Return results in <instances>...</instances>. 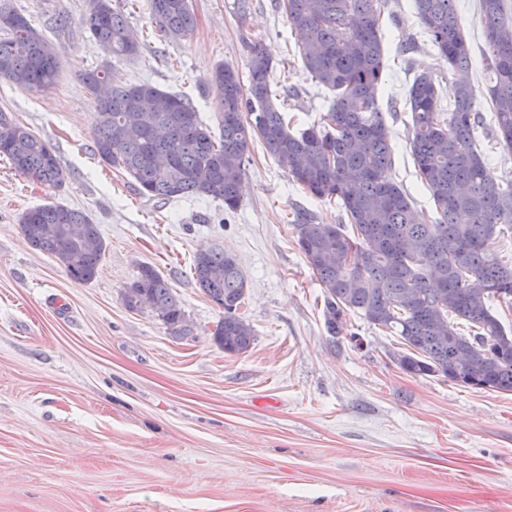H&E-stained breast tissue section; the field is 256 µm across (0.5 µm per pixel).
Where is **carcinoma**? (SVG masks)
Segmentation results:
<instances>
[{
	"label": "carcinoma",
	"mask_w": 512,
	"mask_h": 512,
	"mask_svg": "<svg viewBox=\"0 0 512 512\" xmlns=\"http://www.w3.org/2000/svg\"><path fill=\"white\" fill-rule=\"evenodd\" d=\"M507 0H479L484 29L502 28L499 43L486 41L484 67L495 76L489 88L500 144L512 150V12ZM89 27L103 52L97 68L80 75L95 96L92 152L126 172L139 194L158 201L185 196L239 206V185L254 139L278 165L317 198H338L354 226L321 224L298 212L297 245L325 292V323L341 332L349 313L397 334L403 349L391 353L413 376L512 392V330L506 331L488 302L512 299V266L499 257V226L512 224V184L500 185L476 142L483 117L475 105L470 51L455 0H414L420 23L448 61L456 85L454 108L438 107L430 74L409 89L410 147L416 174L434 202L433 224L414 220L410 195L393 179L390 132L378 106L386 67L379 35L380 0H284V12L302 41L303 66L312 80L336 92L320 122L292 132L287 113L271 90L272 62L258 46L248 84L229 66L211 77L217 95L220 138L199 119L188 99L150 83L112 77V60L139 53L124 14L112 0H90ZM158 36L181 40L196 27L189 0H148ZM0 79L26 91L55 85L57 53L25 17L0 8ZM0 157L20 174L50 187L64 184L53 148L10 113L0 110ZM35 250L57 259L77 284L90 282L105 253L98 225L75 208L52 204L20 217ZM195 283L224 310L213 332L224 353L242 355L253 344L251 325L240 313L247 288L236 258L221 249L196 254ZM130 311L148 309L175 337L192 334L173 289L143 265L124 290ZM470 325L466 336L449 316Z\"/></svg>",
	"instance_id": "obj_1"
}]
</instances>
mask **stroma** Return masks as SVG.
<instances>
[{"mask_svg":"<svg viewBox=\"0 0 512 512\" xmlns=\"http://www.w3.org/2000/svg\"><path fill=\"white\" fill-rule=\"evenodd\" d=\"M189 2L196 28L169 42L154 34L147 0H116L140 44L116 62V80L185 95L215 132L211 74L222 63L247 77L258 46L293 129L319 121L333 93L303 70L280 0ZM7 4L58 50L59 72L44 92L0 80V110L54 148L65 183L29 181L0 158V512H512V392L405 373L390 357L398 336L357 313L328 333L325 293L291 220L305 210L347 223L340 200L311 196L257 140L236 211L212 198L142 197L91 150L95 101L79 75L102 53L89 0ZM456 8L484 117L479 146L497 182L512 183V151L499 145L489 108L479 0ZM379 33L393 177L430 224L408 91L417 74H432L449 110L453 79L413 0H385ZM52 203L99 226L106 250L89 283L22 236L21 214ZM210 248L234 255L248 282L241 311L255 341L241 356L214 344L223 311L192 277L195 255ZM143 265L169 282L192 336L124 307Z\"/></svg>","mask_w":512,"mask_h":512,"instance_id":"35a3bbf8","label":"stroma"}]
</instances>
